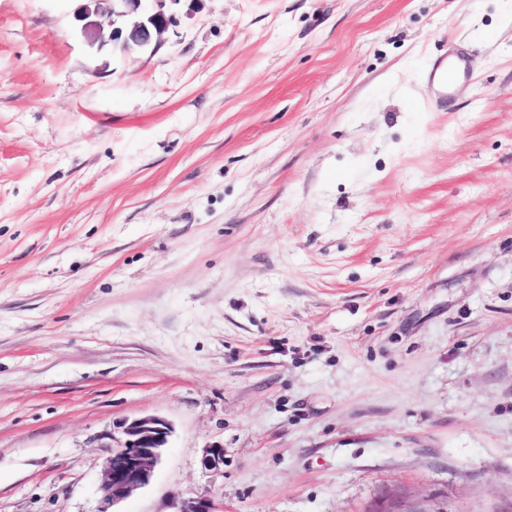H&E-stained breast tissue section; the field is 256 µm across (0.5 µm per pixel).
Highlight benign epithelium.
I'll list each match as a JSON object with an SVG mask.
<instances>
[{"mask_svg":"<svg viewBox=\"0 0 512 512\" xmlns=\"http://www.w3.org/2000/svg\"><path fill=\"white\" fill-rule=\"evenodd\" d=\"M100 2L85 0L75 12L81 33L98 36L107 27L112 48L122 53H139L159 45L161 36L178 23L176 13L166 3L178 4L181 0H107L110 6L104 13L100 11ZM172 432L171 424L164 418L146 415L127 419L118 426V431L103 435L110 453L103 464L98 512H115L114 506L150 483ZM201 465L207 470L223 466L224 445L214 443L205 447ZM178 512L217 510L211 499L199 496L183 499Z\"/></svg>","mask_w":512,"mask_h":512,"instance_id":"benign-epithelium-1","label":"benign epithelium"}]
</instances>
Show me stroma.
Returning <instances> with one entry per match:
<instances>
[{"instance_id":"stroma-1","label":"stroma","mask_w":512,"mask_h":512,"mask_svg":"<svg viewBox=\"0 0 512 512\" xmlns=\"http://www.w3.org/2000/svg\"><path fill=\"white\" fill-rule=\"evenodd\" d=\"M503 4L180 0L128 55L0 0V512H97L144 415L120 512H512ZM466 62L461 57L441 55L431 60L424 71V79L429 87H434L439 96L440 111L447 108V96L450 95L457 82L466 75ZM117 428L103 435L109 440L104 448L112 449L103 464L97 512H119L114 506L150 483L173 432L171 424L157 415L127 419Z\"/></svg>"}]
</instances>
